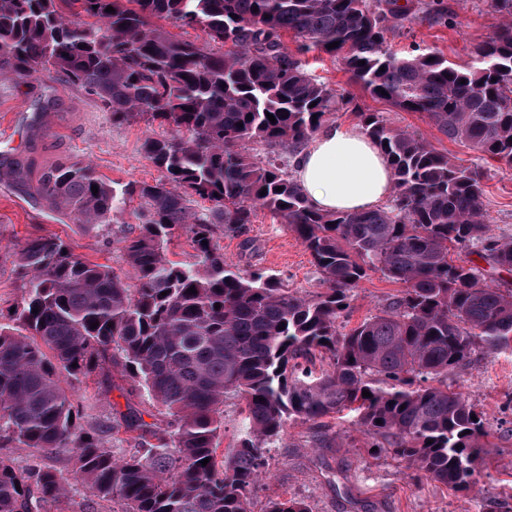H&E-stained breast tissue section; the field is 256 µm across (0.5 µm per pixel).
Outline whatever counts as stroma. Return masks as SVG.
Segmentation results:
<instances>
[{"label": "stroma", "instance_id": "35a3bbf8", "mask_svg": "<svg viewBox=\"0 0 512 512\" xmlns=\"http://www.w3.org/2000/svg\"><path fill=\"white\" fill-rule=\"evenodd\" d=\"M450 25L419 21L387 34L391 51L412 45L432 47L451 62L466 65L478 43L491 36L500 18L489 0H442ZM338 94L355 98L362 110L381 112L396 127L417 129L439 151L484 172V204L493 234L512 237V171L491 160H478L471 149L449 141L428 119L392 109L352 83L338 62L321 55L311 65ZM174 128L136 120L116 124L94 96L63 73L47 70L27 79L0 78V168L19 174L0 180V322L22 301V282L13 247L38 236L58 237L92 262L112 266L124 275L128 267L122 247L138 232L137 202L114 212L111 223L84 229L59 214L39 191L42 172L61 162H89L108 182L154 183L160 171L145 157V140L168 139ZM224 258L241 274L260 270L277 278L297 295L313 298L326 286L311 257L287 225L259 210L243 237L218 236ZM402 284L370 272L354 291L351 311L337 322L345 333L376 314L400 295ZM100 373L76 383L70 395L84 427L101 429L115 413L135 408L145 422L158 423L156 407L134 388L131 378L113 368L111 393L99 387ZM448 383L482 410L490 426L489 446L475 473L476 485L463 494L440 483L417 479L392 450L369 448L351 417L315 424L298 418L288 422L264 455L271 477L252 493L251 512H266L271 500L295 498L311 512H512V353L476 350L470 363L450 374Z\"/></svg>", "mask_w": 512, "mask_h": 512}]
</instances>
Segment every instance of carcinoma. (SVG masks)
<instances>
[{"label":"carcinoma","instance_id":"carcinoma-1","mask_svg":"<svg viewBox=\"0 0 512 512\" xmlns=\"http://www.w3.org/2000/svg\"><path fill=\"white\" fill-rule=\"evenodd\" d=\"M490 7L502 22L460 66L435 48H387L386 34L421 14L448 22L425 0H0L1 77L60 71L113 122L146 116L177 131L144 144L162 172L152 185L115 187L79 162L40 177L41 193L75 224H110L136 198L140 224L123 247L125 278L58 237L28 238L17 251L24 297L0 323V444L28 449L37 463L19 468L0 456V512H90L74 499V480L100 499L119 498L122 512H250L262 445L292 418L319 422L344 410L370 447L393 449L417 478L473 490L487 419L448 374L478 341L512 350V281L503 279L512 275V238L489 234L478 166L338 95L303 56L329 55L372 98L425 115L448 140L511 171L512 0ZM161 21L199 28L205 41L176 39ZM347 108L394 172L393 198L375 210L318 211L280 157L258 163L234 150L245 140L298 150ZM201 200L211 206L194 208ZM258 205L296 234L325 293L306 299L225 262L216 227L241 234ZM179 227L189 229L192 266L167 256ZM455 249L477 259L456 263ZM370 271L402 284L401 295L338 332ZM317 355L326 361L319 373L302 367ZM114 365L173 418L161 428L131 406L119 413L108 430H138L144 448L121 459L82 428L64 387ZM229 394L246 410L239 448L219 463ZM59 453L72 456L74 473L41 463ZM268 512L310 509L287 498Z\"/></svg>","mask_w":512,"mask_h":512}]
</instances>
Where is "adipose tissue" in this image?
Wrapping results in <instances>:
<instances>
[{
	"label": "adipose tissue",
	"mask_w": 512,
	"mask_h": 512,
	"mask_svg": "<svg viewBox=\"0 0 512 512\" xmlns=\"http://www.w3.org/2000/svg\"><path fill=\"white\" fill-rule=\"evenodd\" d=\"M293 177L322 212H365L393 196L389 162L357 121L330 123L292 160Z\"/></svg>",
	"instance_id": "1"
}]
</instances>
